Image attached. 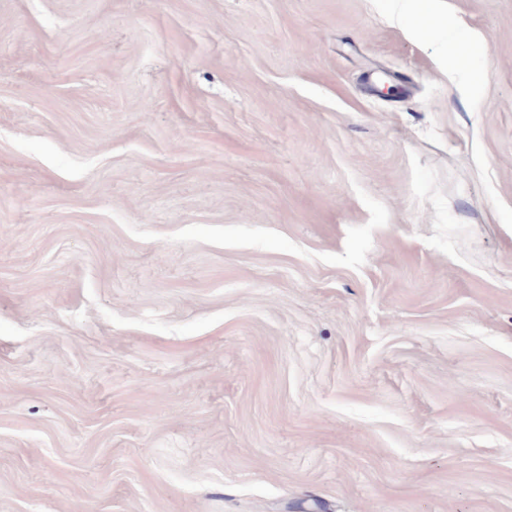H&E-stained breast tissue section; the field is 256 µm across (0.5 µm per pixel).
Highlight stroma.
Returning a JSON list of instances; mask_svg holds the SVG:
<instances>
[{"instance_id":"obj_1","label":"stroma","mask_w":512,"mask_h":512,"mask_svg":"<svg viewBox=\"0 0 512 512\" xmlns=\"http://www.w3.org/2000/svg\"><path fill=\"white\" fill-rule=\"evenodd\" d=\"M389 6L0 0V512H512V0Z\"/></svg>"}]
</instances>
